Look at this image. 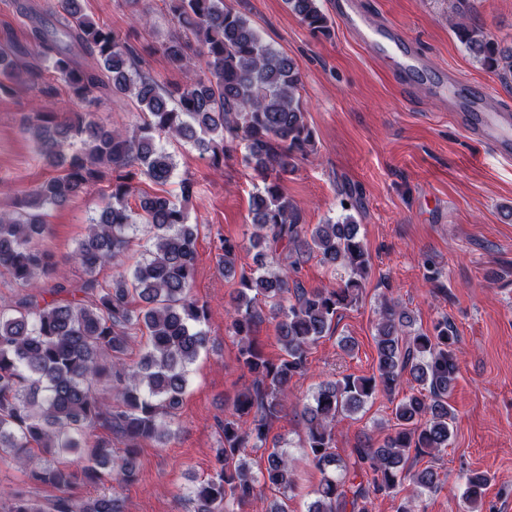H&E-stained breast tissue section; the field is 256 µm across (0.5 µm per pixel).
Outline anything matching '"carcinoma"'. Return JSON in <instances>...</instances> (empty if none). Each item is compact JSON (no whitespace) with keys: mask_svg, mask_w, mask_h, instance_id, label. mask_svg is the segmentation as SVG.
Segmentation results:
<instances>
[{"mask_svg":"<svg viewBox=\"0 0 512 512\" xmlns=\"http://www.w3.org/2000/svg\"><path fill=\"white\" fill-rule=\"evenodd\" d=\"M83 0H57L61 28L39 22L21 53L0 46V94L17 86L46 98L62 85L72 102L92 105L104 97L130 98L141 112L132 130L100 125L93 113L62 112L38 100L25 122L39 156L63 167L16 195L0 212V273L27 293L0 301V459L26 470L32 484L54 488L39 499L23 488L0 495V512H123L121 500L104 493L82 498L79 481L130 483L136 477L141 442L171 437L188 386L189 367L209 343L202 328L207 308L193 298L198 226L167 196L141 194L140 179L163 184L175 169L161 139L191 142L219 164L240 141L262 177L250 197L247 244L224 240L219 268L238 277L226 314L239 338L238 362L252 377L220 429L219 468L192 492L194 512H243L256 485L287 494L296 488L294 458L268 443L271 424L286 415L290 387L307 369L310 347L332 330L340 310L362 294L370 262L358 224L343 208L340 220L311 228L284 193L280 175L314 151L315 135L299 95L294 61L267 43L247 18L224 0H162L178 30L161 43L185 75L172 91L136 68L135 48L96 22ZM313 33L329 31L319 0H285ZM458 40L489 70L512 74V47H503L464 18L452 23ZM29 57L24 61L21 56ZM100 182L111 187L108 202L92 219L75 261L84 274L73 283L37 244L48 230L47 207L77 197ZM139 195L138 210L129 197ZM149 226L152 243L133 267L123 258L138 224ZM255 251L254 266H238L242 249ZM315 254L349 277L334 288H307L300 258ZM112 278L99 280L100 271ZM43 277L54 278L49 288ZM276 321L282 355L267 358L254 338L265 319ZM411 313L384 303L376 325L377 372L323 382L303 410L304 454L322 473L307 512H370L371 497L395 491L409 480L422 490L440 484L433 467L414 470L412 457H436L453 436L455 414L448 395L457 378V344L448 318L430 331L413 329ZM146 333V340L137 341ZM140 345L129 364L128 349ZM378 393L392 402L383 443L336 454L333 430L341 417L363 409ZM106 436L98 437V431ZM124 445L113 455L112 439ZM246 448L263 450L265 470L255 473ZM80 453L81 467L58 462ZM489 482L483 472L466 477L469 512H479Z\"/></svg>","mask_w":512,"mask_h":512,"instance_id":"carcinoma-1","label":"carcinoma"}]
</instances>
